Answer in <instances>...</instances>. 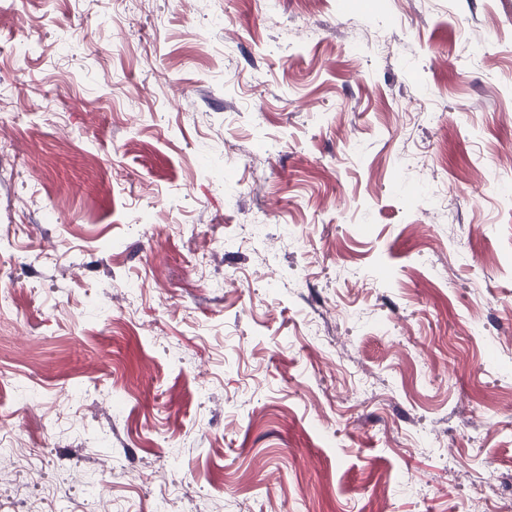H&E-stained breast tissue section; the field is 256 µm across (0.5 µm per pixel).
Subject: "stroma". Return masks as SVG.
<instances>
[{"label": "stroma", "mask_w": 512, "mask_h": 512, "mask_svg": "<svg viewBox=\"0 0 512 512\" xmlns=\"http://www.w3.org/2000/svg\"><path fill=\"white\" fill-rule=\"evenodd\" d=\"M508 142L512 0H0V499L503 512Z\"/></svg>", "instance_id": "35a3bbf8"}]
</instances>
